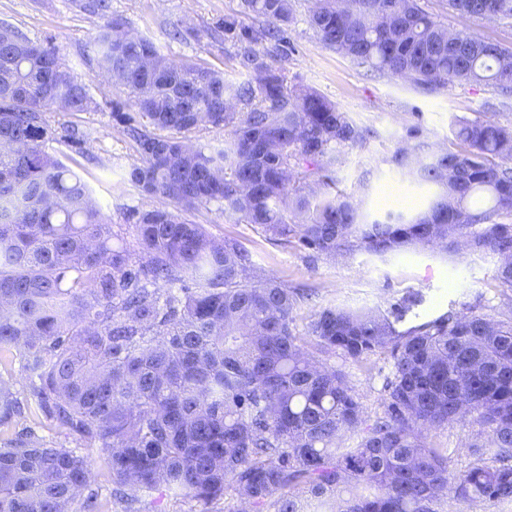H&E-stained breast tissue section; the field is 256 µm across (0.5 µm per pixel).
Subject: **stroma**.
<instances>
[{
    "mask_svg": "<svg viewBox=\"0 0 512 512\" xmlns=\"http://www.w3.org/2000/svg\"><path fill=\"white\" fill-rule=\"evenodd\" d=\"M85 0H0V21L11 24L32 40L52 42L78 81L98 104L90 112H69L65 121L83 134L82 145L62 140L47 142L58 156L88 185L92 199L112 222L114 230L131 236V209L155 206L154 198L141 195L128 181L138 157L121 126L112 119L114 104L126 103L127 92L108 79L89 48L104 23L103 17L84 10ZM445 28L512 48V19L463 17L448 9L446 0H418ZM313 0H293L295 20L286 43L261 44L267 60L280 68L289 84L318 90L341 111L374 135L365 146L347 150L335 179L339 190L354 195L369 219H381L390 211L413 213L424 209L436 194L430 184L407 181L391 160L407 128L416 126L422 139L435 146L447 145L456 118L482 116L512 126V95L502 96L487 84H462L434 90L387 72H376L326 47L307 22ZM238 10V0H112V12L123 18L130 32L151 37L171 59L206 63L223 69L229 81L243 80L238 64L240 50L225 39L219 25ZM183 24L184 40L167 36L174 24ZM195 219L216 238L233 239L253 256L258 272L275 277L291 288H312L316 295L296 313V332L304 334L310 316L329 304L386 306L406 290L423 296L421 320L437 318L448 310L471 309L498 316L512 311V289L496 279L498 259L472 252L449 254L437 249L406 248L385 257L357 250L351 255L326 259L301 246L297 240L270 239L250 224H234L218 214L200 210ZM321 362L345 371L367 414L380 409L383 383L390 372L384 357L364 363L320 354ZM19 427L34 429L46 443L76 449L91 463L104 512H125L124 504L110 496L112 480L101 453L77 437L50 426L36 406H29ZM483 429L467 416L430 430L435 445L449 449L454 467L471 461L469 446ZM236 503L222 499L201 503L160 491L136 503V512H231Z\"/></svg>",
    "mask_w": 512,
    "mask_h": 512,
    "instance_id": "obj_1",
    "label": "stroma"
}]
</instances>
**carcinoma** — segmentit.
Returning <instances> with one entry per match:
<instances>
[{
  "instance_id": "carcinoma-1",
  "label": "carcinoma",
  "mask_w": 512,
  "mask_h": 512,
  "mask_svg": "<svg viewBox=\"0 0 512 512\" xmlns=\"http://www.w3.org/2000/svg\"><path fill=\"white\" fill-rule=\"evenodd\" d=\"M239 2L221 28L245 43L241 83L170 60L118 17L92 44L138 113L112 106L139 157L129 181L160 201L130 211L131 242L46 150L52 115L98 104L55 47L0 24V363L19 356L42 414L100 449L112 497L129 506L161 488L203 503L235 494L251 512L512 502V314L450 310L409 326L423 297L407 290L385 307L324 306L299 336L294 312L308 293L254 275L243 246L191 219L213 209L330 259L411 246L492 254L512 288V127L463 118L436 151L408 128L392 161L438 191L423 212L370 221L332 191V174L373 131L289 86L256 49L285 41L291 0ZM448 7L512 19V0ZM308 24L328 48L416 85L512 92V50L448 31L417 0H314ZM21 47L31 55L17 57ZM207 129L224 131L222 148L193 143ZM311 347L355 363L386 354L381 414L368 420L345 372ZM469 413L487 439L455 470L423 430ZM21 415L0 376V512H99L89 461L15 430ZM348 432L358 441L342 447Z\"/></svg>"
}]
</instances>
